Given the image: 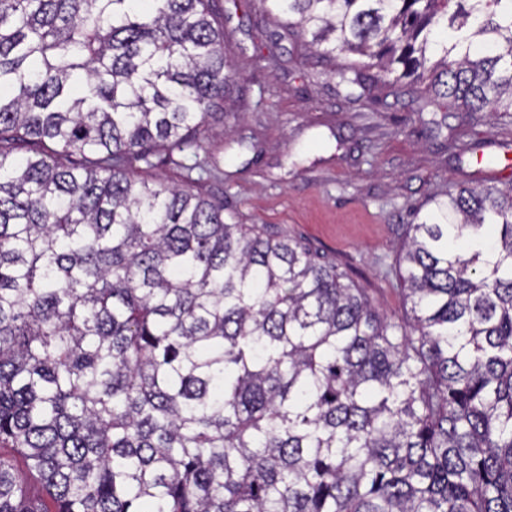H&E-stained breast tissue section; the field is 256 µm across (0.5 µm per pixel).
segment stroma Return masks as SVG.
I'll return each mask as SVG.
<instances>
[{"label":"stroma","mask_w":512,"mask_h":512,"mask_svg":"<svg viewBox=\"0 0 512 512\" xmlns=\"http://www.w3.org/2000/svg\"><path fill=\"white\" fill-rule=\"evenodd\" d=\"M238 88L201 152L155 155L135 175L224 202V219L301 241L392 318L407 306L398 245L413 210L460 186L512 182V117L470 115L406 87L348 102L328 62L295 36L273 57L258 0H216Z\"/></svg>","instance_id":"1"}]
</instances>
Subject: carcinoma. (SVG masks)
<instances>
[{
    "mask_svg": "<svg viewBox=\"0 0 512 512\" xmlns=\"http://www.w3.org/2000/svg\"><path fill=\"white\" fill-rule=\"evenodd\" d=\"M259 5L352 100L512 114V0ZM237 84L213 0H0V512H512V184L415 212L395 321L134 176Z\"/></svg>",
    "mask_w": 512,
    "mask_h": 512,
    "instance_id": "obj_1",
    "label": "carcinoma"
}]
</instances>
